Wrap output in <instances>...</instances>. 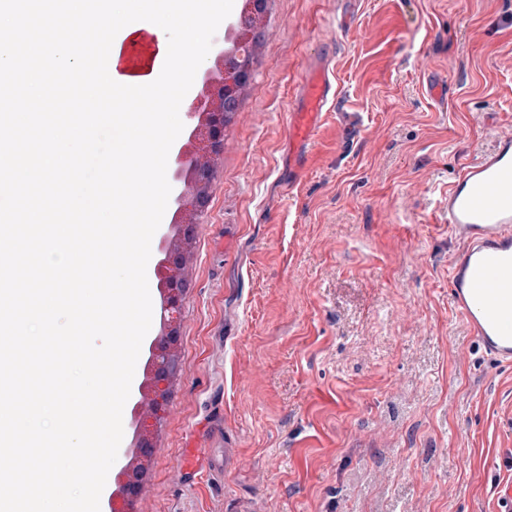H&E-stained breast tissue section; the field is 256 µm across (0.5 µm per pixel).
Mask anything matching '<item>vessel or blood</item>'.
Returning a JSON list of instances; mask_svg holds the SVG:
<instances>
[{
    "mask_svg": "<svg viewBox=\"0 0 512 512\" xmlns=\"http://www.w3.org/2000/svg\"><path fill=\"white\" fill-rule=\"evenodd\" d=\"M337 98L328 66L310 73L288 138L295 152L311 142ZM463 248L449 266L450 298L474 336L495 360L512 363V135L463 166L449 181L442 213Z\"/></svg>",
    "mask_w": 512,
    "mask_h": 512,
    "instance_id": "obj_1",
    "label": "vessel or blood"
}]
</instances>
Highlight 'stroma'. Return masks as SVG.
I'll use <instances>...</instances> for the list:
<instances>
[{"mask_svg":"<svg viewBox=\"0 0 512 512\" xmlns=\"http://www.w3.org/2000/svg\"><path fill=\"white\" fill-rule=\"evenodd\" d=\"M263 28L136 512H497L512 365L450 303L438 207L512 133V0H269ZM323 63L338 103L297 174L288 118Z\"/></svg>","mask_w":512,"mask_h":512,"instance_id":"obj_1","label":"stroma"}]
</instances>
